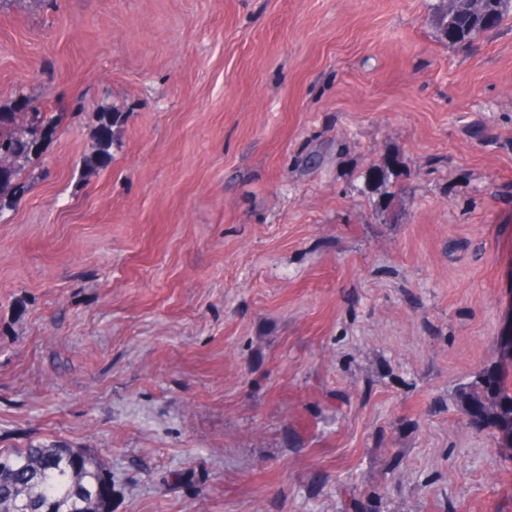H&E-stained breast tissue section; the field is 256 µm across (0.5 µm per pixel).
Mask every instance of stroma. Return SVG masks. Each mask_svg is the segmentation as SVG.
<instances>
[{
    "label": "stroma",
    "instance_id": "stroma-1",
    "mask_svg": "<svg viewBox=\"0 0 512 512\" xmlns=\"http://www.w3.org/2000/svg\"><path fill=\"white\" fill-rule=\"evenodd\" d=\"M436 0H0V448L112 512H512V20ZM110 112L112 147L96 152ZM440 0L436 25L448 43L472 46L484 33L500 28L512 15L511 0ZM29 113L31 119L28 118L26 124H23L24 117L22 113L0 111V155L10 152L17 156L16 162L10 167H4L7 165V161L0 158V163L3 166L0 168V193L4 189L13 186V182L19 177L24 163L30 161L32 156H37L40 152V148L31 150L27 147V136L38 127L45 131L52 128L53 117H48L46 112H28L27 114ZM22 128H24V131H22ZM475 381L468 393H465V402L474 401L482 407V422L494 424L501 421L505 416L512 418V394L504 385L497 382L492 392H487Z\"/></svg>",
    "mask_w": 512,
    "mask_h": 512
}]
</instances>
